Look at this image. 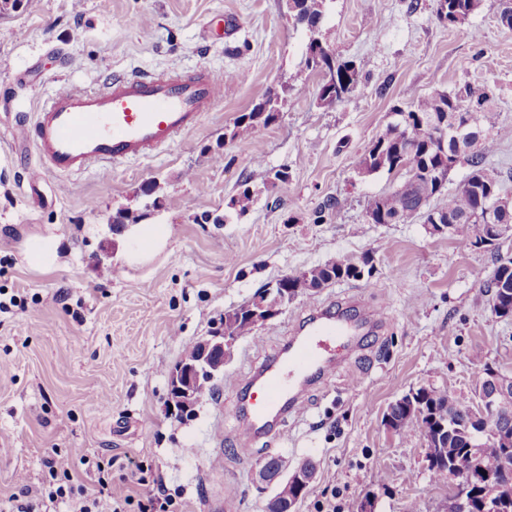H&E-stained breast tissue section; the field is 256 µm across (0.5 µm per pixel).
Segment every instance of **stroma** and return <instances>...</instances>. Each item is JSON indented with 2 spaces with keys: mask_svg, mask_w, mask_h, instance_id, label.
Returning a JSON list of instances; mask_svg holds the SVG:
<instances>
[{
  "mask_svg": "<svg viewBox=\"0 0 512 512\" xmlns=\"http://www.w3.org/2000/svg\"><path fill=\"white\" fill-rule=\"evenodd\" d=\"M320 38L363 77L330 109L317 103L318 78L302 65L307 35L284 0H0V289L22 301L0 312V512L16 474L41 481L50 455L106 504L146 495L159 478L177 512H266L277 487L260 470L273 456L287 475L315 466L295 512H357L368 494L377 512H448L451 489L432 481L418 425L394 434L383 415L419 387L471 396L488 366L512 377V318L493 313L485 290L512 240L467 249L424 224L369 223L368 198L401 178L359 174L358 163L396 109L468 82L487 84L512 126V30L499 0H481L454 27L438 21L434 0H329ZM202 67L238 79L196 130L152 160L72 180L45 174L31 205L24 176L37 158L14 129L60 83L96 89L130 71ZM285 84L277 123L225 139ZM479 147L512 197V137ZM272 170L286 179L270 181ZM244 183L254 198L240 215L230 203ZM125 210L167 227L146 262L125 260L114 222ZM50 234L62 240L59 264L38 275L24 251ZM339 255L368 258L371 274L295 297L237 341L191 417L169 406L171 368L225 308ZM105 267L112 280L100 279ZM352 297L384 305L386 327L336 347L334 370L302 391L304 412L282 415L284 439L258 436L240 452L243 388L299 320ZM105 461L112 486L102 492Z\"/></svg>",
  "mask_w": 512,
  "mask_h": 512,
  "instance_id": "35a3bbf8",
  "label": "stroma"
}]
</instances>
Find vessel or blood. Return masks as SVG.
Here are the masks:
<instances>
[{"instance_id":"obj_1","label":"vessel or blood","mask_w":512,"mask_h":512,"mask_svg":"<svg viewBox=\"0 0 512 512\" xmlns=\"http://www.w3.org/2000/svg\"><path fill=\"white\" fill-rule=\"evenodd\" d=\"M224 85L223 75L201 68L119 75L94 90L58 87L31 123L19 129L20 139L32 143L38 159L28 172L29 187H37L46 172L69 179L160 156L214 110ZM356 333L351 320L324 312L306 336L292 344L287 358L267 363L243 421L248 432L260 434L264 422L281 412L298 380L322 369L335 345L349 343Z\"/></svg>"}]
</instances>
